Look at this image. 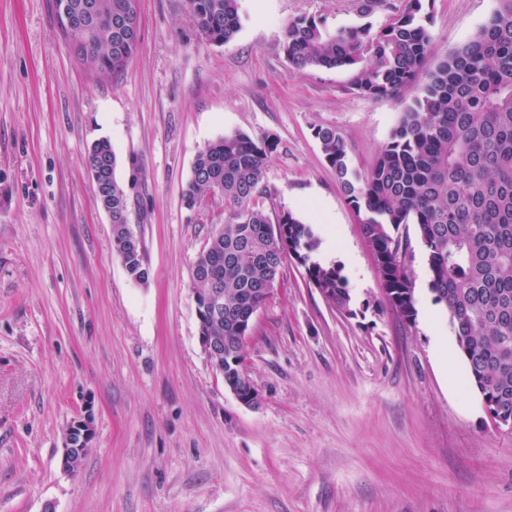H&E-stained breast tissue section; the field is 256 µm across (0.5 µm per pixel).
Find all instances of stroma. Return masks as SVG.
I'll use <instances>...</instances> for the list:
<instances>
[{
	"mask_svg": "<svg viewBox=\"0 0 512 512\" xmlns=\"http://www.w3.org/2000/svg\"><path fill=\"white\" fill-rule=\"evenodd\" d=\"M496 0H423L432 70ZM357 0H240L218 45L186 0H139L136 56L89 74L50 0H0V512H512V433L468 381L419 239L417 316L387 302L372 246L313 130L372 165L417 88L369 99L344 70L298 69L288 23L380 29ZM239 131L276 135L263 206L314 225L341 266L351 313L329 306L295 259L245 344L260 403L240 404L199 343L192 266L224 202L181 194L197 153ZM108 140L148 278L126 273L86 168ZM91 410V451L61 467L72 421Z\"/></svg>",
	"mask_w": 512,
	"mask_h": 512,
	"instance_id": "35a3bbf8",
	"label": "stroma"
}]
</instances>
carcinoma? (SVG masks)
Returning <instances> with one entry per match:
<instances>
[{
    "label": "carcinoma",
    "mask_w": 512,
    "mask_h": 512,
    "mask_svg": "<svg viewBox=\"0 0 512 512\" xmlns=\"http://www.w3.org/2000/svg\"><path fill=\"white\" fill-rule=\"evenodd\" d=\"M90 21L58 31L79 46L75 56L90 71L121 72L138 43L119 39L114 23L130 0H70ZM197 31L214 44L230 42L240 28L238 0H188ZM422 0L403 7L376 33L371 26L338 28L300 17L288 23L284 52L298 69H343L350 90L371 99L395 98L422 82L388 141L363 175L349 164L345 142L331 127L313 130L374 249L375 265L393 309L416 316L407 263L409 231L426 254L435 303L447 311L467 377L491 415L512 418V0H496L487 21L436 67L420 75L433 37L417 14ZM276 137L235 132L209 143L195 157L182 192L193 210L204 197L224 200V223L214 226L196 262L216 269L218 282L194 280L200 307L221 289V311L200 312V332L222 351L214 369L237 374L245 359L242 327L267 301L285 258L294 255L308 278L336 309L351 311L352 297L336 264L321 263V239L290 212L272 225L260 199ZM86 166L101 207L112 213V243L127 274L148 278L140 238L129 224L128 197L116 178V156L107 140L87 152Z\"/></svg>",
    "instance_id": "obj_1"
}]
</instances>
